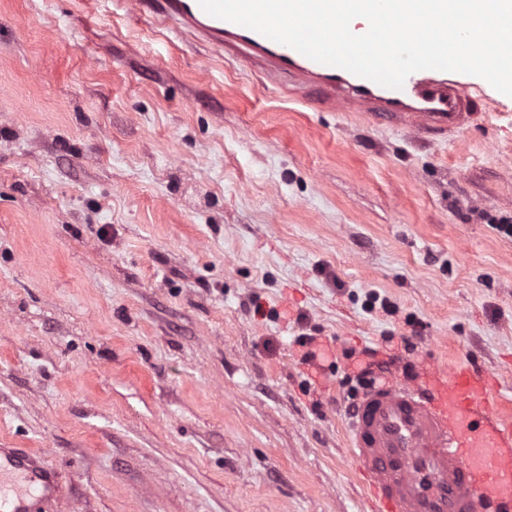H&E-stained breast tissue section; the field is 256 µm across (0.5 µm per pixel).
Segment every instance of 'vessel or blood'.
<instances>
[{
  "label": "vessel or blood",
  "mask_w": 512,
  "mask_h": 512,
  "mask_svg": "<svg viewBox=\"0 0 512 512\" xmlns=\"http://www.w3.org/2000/svg\"><path fill=\"white\" fill-rule=\"evenodd\" d=\"M179 32L288 78L293 94L316 92L343 112L413 119L446 132L471 116L473 77L421 70L390 89L313 61L239 24L207 14L198 0H136ZM484 370L421 367L414 378L377 377L349 413L350 456L377 512H512V418ZM62 494L59 473L37 454L0 448V512H36Z\"/></svg>",
  "instance_id": "1"
}]
</instances>
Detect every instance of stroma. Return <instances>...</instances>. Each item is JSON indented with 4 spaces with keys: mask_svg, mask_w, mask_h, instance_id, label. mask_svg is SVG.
Masks as SVG:
<instances>
[{
    "mask_svg": "<svg viewBox=\"0 0 512 512\" xmlns=\"http://www.w3.org/2000/svg\"><path fill=\"white\" fill-rule=\"evenodd\" d=\"M475 107L420 134L121 0H0V448L69 512H373L355 349L512 414V97Z\"/></svg>",
    "mask_w": 512,
    "mask_h": 512,
    "instance_id": "1",
    "label": "stroma"
}]
</instances>
